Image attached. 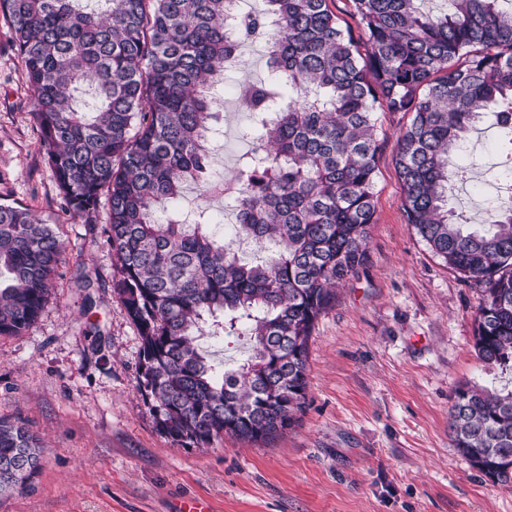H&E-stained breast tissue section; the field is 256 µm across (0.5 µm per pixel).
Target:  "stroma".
Returning a JSON list of instances; mask_svg holds the SVG:
<instances>
[{
  "label": "stroma",
  "mask_w": 512,
  "mask_h": 512,
  "mask_svg": "<svg viewBox=\"0 0 512 512\" xmlns=\"http://www.w3.org/2000/svg\"><path fill=\"white\" fill-rule=\"evenodd\" d=\"M268 73L264 37L246 39L218 107L224 136L212 176L233 180L253 148L252 117L236 88ZM34 92L0 15V204L54 224L65 251L39 320L0 336V417L41 438L42 467L0 512H512V483L489 481L453 447L456 389H512V371L478 360L482 289L435 257L406 221L395 157L406 112L382 113L375 217L367 260L337 289L309 349L306 403L266 443L223 438L183 448L155 427L137 392L140 338L114 290L107 204L66 207L37 124ZM465 156L477 168L448 184L450 206L481 220L491 197L484 167H512L485 114Z\"/></svg>",
  "instance_id": "obj_1"
}]
</instances>
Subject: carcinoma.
<instances>
[{
  "instance_id": "cac0c4a2",
  "label": "carcinoma",
  "mask_w": 512,
  "mask_h": 512,
  "mask_svg": "<svg viewBox=\"0 0 512 512\" xmlns=\"http://www.w3.org/2000/svg\"><path fill=\"white\" fill-rule=\"evenodd\" d=\"M0 0L68 209L108 196L115 291L141 338L137 388L157 430L183 448L267 442L291 427L308 388L309 341L335 288L367 259L380 113L409 112L395 165L407 224L434 256L483 288L474 350L512 363V195L494 221L448 207V158L481 111L512 110V0H352L367 52L327 0H265L270 78L244 87L257 153L236 185L234 236L173 203L207 181L220 112L210 89L263 17L234 0ZM63 243L32 210L0 204V336L28 330L51 294ZM250 337L235 369L203 336ZM453 446L494 483L512 481V391L464 386ZM41 466L39 439L0 418V495Z\"/></svg>"
}]
</instances>
